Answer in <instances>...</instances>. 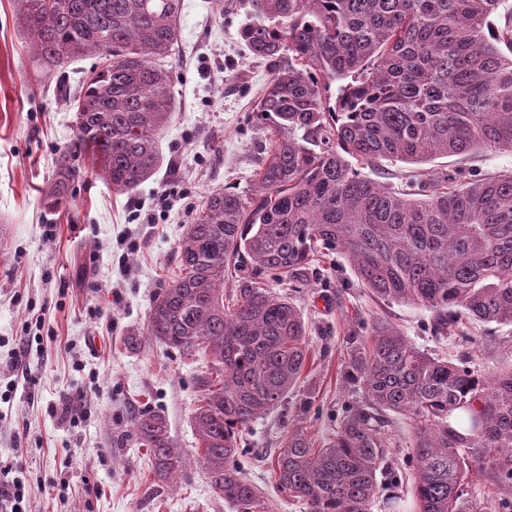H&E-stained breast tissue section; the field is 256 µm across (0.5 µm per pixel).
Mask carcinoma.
<instances>
[{
    "label": "carcinoma",
    "mask_w": 512,
    "mask_h": 512,
    "mask_svg": "<svg viewBox=\"0 0 512 512\" xmlns=\"http://www.w3.org/2000/svg\"><path fill=\"white\" fill-rule=\"evenodd\" d=\"M30 49L75 112V135L45 191L58 210L87 164L116 194L157 170L174 119L166 60L181 0H16ZM501 0H250L239 37L269 79L253 104L269 120L257 190L209 191L175 252L178 274L157 291L145 335L180 356L209 358L196 378L197 462L232 512H270L244 472L245 432L288 393L311 349L307 326L270 280L298 288L340 251L380 301L432 313V336L478 343L470 322L512 324V172L465 181L416 171L400 184L361 174L385 161L512 153V15ZM98 64L71 91L70 61ZM337 84L334 104L326 92ZM344 380L364 400L333 439L313 447L290 429L273 460L281 492L307 512L397 508L379 500L394 420L414 433L416 512H512V369L482 377L413 346L386 316L344 340ZM133 429L167 483L186 465L163 416ZM478 470L495 490L469 499Z\"/></svg>",
    "instance_id": "1"
}]
</instances>
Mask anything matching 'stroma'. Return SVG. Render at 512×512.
Here are the masks:
<instances>
[{"mask_svg": "<svg viewBox=\"0 0 512 512\" xmlns=\"http://www.w3.org/2000/svg\"><path fill=\"white\" fill-rule=\"evenodd\" d=\"M248 0H182L178 45L170 58L174 121L161 141L172 166L131 194L116 195L101 179L77 180L66 208L44 204L57 160L74 135V112L56 80L30 56L16 0H0V469L15 467L27 512H230L195 462L192 414L196 376L206 364L145 336L153 295L176 271L174 251L202 197L225 189L247 198L266 145V121L252 100L268 79L238 40ZM432 168L463 177L512 170V154L440 157ZM302 313L311 358L288 394L291 407L313 397L310 412L255 421L247 444L256 455L245 468L271 512H306L282 494L269 459L285 426L303 428L315 445L335 434L360 388L342 378L343 342L385 313L404 336L428 352L445 351L486 374L512 361L488 357L476 345L436 341L428 310L408 303L380 305L357 283L350 261L332 254L306 286L288 291ZM139 335L129 349L126 338ZM35 337L30 379L11 364L15 339ZM66 401L79 419L54 407ZM164 416L187 460L185 470L156 488L147 451L132 419Z\"/></svg>", "mask_w": 512, "mask_h": 512, "instance_id": "stroma-1", "label": "stroma"}]
</instances>
